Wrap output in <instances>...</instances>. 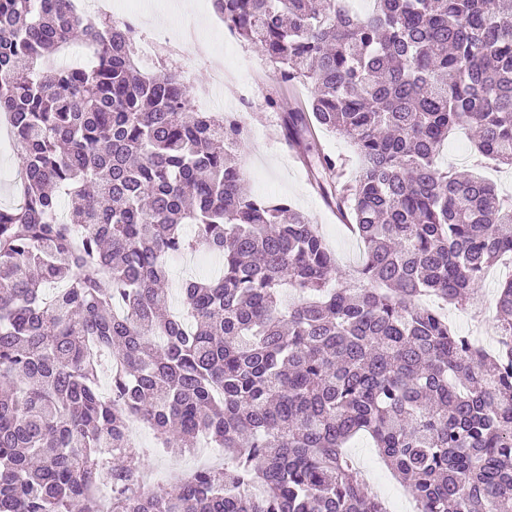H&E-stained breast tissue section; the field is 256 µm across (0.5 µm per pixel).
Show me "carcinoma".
I'll return each instance as SVG.
<instances>
[{"mask_svg": "<svg viewBox=\"0 0 512 512\" xmlns=\"http://www.w3.org/2000/svg\"><path fill=\"white\" fill-rule=\"evenodd\" d=\"M213 2L280 84L311 86L280 113L288 145L353 143L354 179L321 191L363 263L342 273L301 210L253 193L244 117L191 111L193 88L145 72L120 23L0 0L21 159L19 204L0 206V512H388L344 453L360 434L418 512H512V347L489 354L420 303L471 301L512 253V202L438 164L464 129L512 167V0ZM75 43L92 68L42 76ZM198 249L221 275L182 284L187 322L160 285L168 256ZM495 306L512 339V279ZM133 417L174 456L205 436L223 466L134 489Z\"/></svg>", "mask_w": 512, "mask_h": 512, "instance_id": "obj_1", "label": "carcinoma"}]
</instances>
